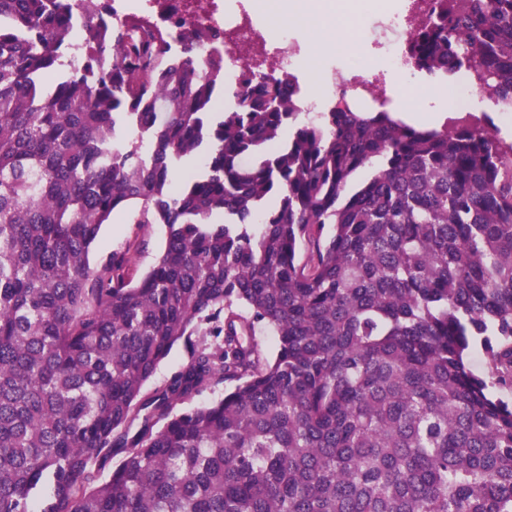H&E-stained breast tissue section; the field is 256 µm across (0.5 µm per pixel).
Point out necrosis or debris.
I'll return each instance as SVG.
<instances>
[{
    "label": "necrosis or debris",
    "instance_id": "obj_1",
    "mask_svg": "<svg viewBox=\"0 0 512 512\" xmlns=\"http://www.w3.org/2000/svg\"><path fill=\"white\" fill-rule=\"evenodd\" d=\"M199 0H140L138 9H127L122 0H114L116 17L135 15L159 26H168L170 20L181 21L183 30L207 28L212 40L205 42L204 62H220L224 74L234 80L253 57H263L276 71L297 72L311 65L312 58L306 46L293 35L290 27L281 28L274 38H267L247 9L225 11L223 0L203 1V9H196ZM375 0H362L364 12L352 18L350 35L374 45L379 64L369 69L361 63H351L329 72L320 97L301 96L298 105L306 119L318 120L320 113L332 108L361 107L389 112L393 109L391 84L395 75H402L411 93H418L426 75L412 64L409 46L415 32L427 25L433 0H405L402 11L375 22H367L365 14L371 11ZM451 109L457 113H472L479 107L508 115L512 108L497 104L484 87L464 79L452 84Z\"/></svg>",
    "mask_w": 512,
    "mask_h": 512
}]
</instances>
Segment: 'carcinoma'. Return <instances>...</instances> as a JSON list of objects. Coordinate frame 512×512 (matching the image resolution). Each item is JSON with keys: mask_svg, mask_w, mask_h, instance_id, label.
Wrapping results in <instances>:
<instances>
[{"mask_svg": "<svg viewBox=\"0 0 512 512\" xmlns=\"http://www.w3.org/2000/svg\"><path fill=\"white\" fill-rule=\"evenodd\" d=\"M112 2L0 0V512H512V142L253 67L216 112L202 42ZM436 16L414 65L512 102V0ZM122 212L146 270L92 256ZM124 214L103 226L95 246L96 254H107L134 243V259L141 270L149 268L165 246V227L161 224H127ZM188 359V352L183 342H178L169 356L161 363L156 374L147 383V388H152L162 383L167 377L182 366Z\"/></svg>", "mask_w": 512, "mask_h": 512, "instance_id": "carcinoma-1", "label": "carcinoma"}]
</instances>
